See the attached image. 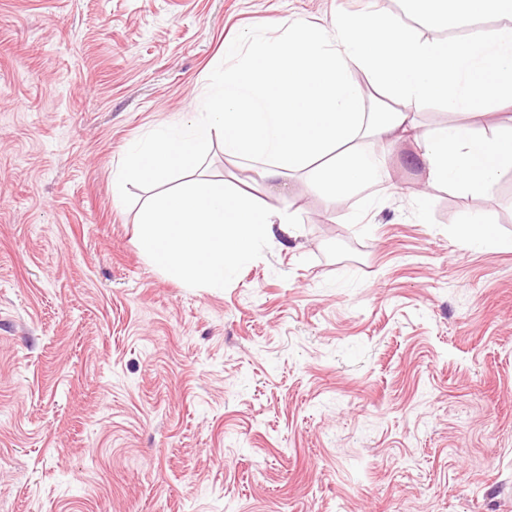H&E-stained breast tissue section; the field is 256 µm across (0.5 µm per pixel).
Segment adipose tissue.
Here are the masks:
<instances>
[{
    "instance_id": "adipose-tissue-1",
    "label": "adipose tissue",
    "mask_w": 512,
    "mask_h": 512,
    "mask_svg": "<svg viewBox=\"0 0 512 512\" xmlns=\"http://www.w3.org/2000/svg\"><path fill=\"white\" fill-rule=\"evenodd\" d=\"M407 2L431 24L456 28L489 17L499 24L441 41L383 12L340 13L327 27L296 24L277 38L251 36L233 51L192 123L156 131L119 170V179L148 183L177 169L185 174L176 191L146 209L142 253L173 277L220 288L260 240L294 232L293 212L196 178L200 151L216 130L225 156L244 161L263 186L303 172L335 206L376 180L400 142L412 145L425 186L490 194L512 167V0ZM434 102L462 122L423 127L418 115ZM366 141L375 150H363ZM459 230L477 249L512 245L484 213L467 207Z\"/></svg>"
}]
</instances>
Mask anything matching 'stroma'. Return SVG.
<instances>
[{
	"instance_id": "1",
	"label": "stroma",
	"mask_w": 512,
	"mask_h": 512,
	"mask_svg": "<svg viewBox=\"0 0 512 512\" xmlns=\"http://www.w3.org/2000/svg\"><path fill=\"white\" fill-rule=\"evenodd\" d=\"M368 0H0V512H512V250L491 195L425 188L409 144L352 222L304 177L223 287L139 249L179 184L115 181L189 123L226 46ZM232 191L219 137L197 163ZM490 223L484 213L464 207L458 226L464 241L471 247L483 250L511 249L512 242L502 239Z\"/></svg>"
}]
</instances>
